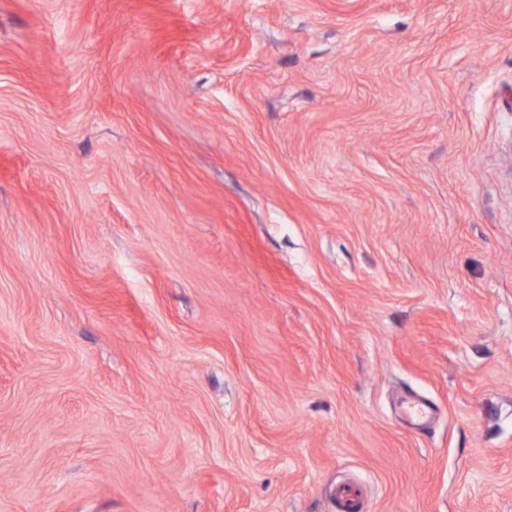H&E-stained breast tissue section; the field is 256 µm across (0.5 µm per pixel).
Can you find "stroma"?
I'll return each instance as SVG.
<instances>
[{"label": "stroma", "mask_w": 512, "mask_h": 512, "mask_svg": "<svg viewBox=\"0 0 512 512\" xmlns=\"http://www.w3.org/2000/svg\"><path fill=\"white\" fill-rule=\"evenodd\" d=\"M348 482L512 512V0H0V512Z\"/></svg>", "instance_id": "stroma-1"}]
</instances>
